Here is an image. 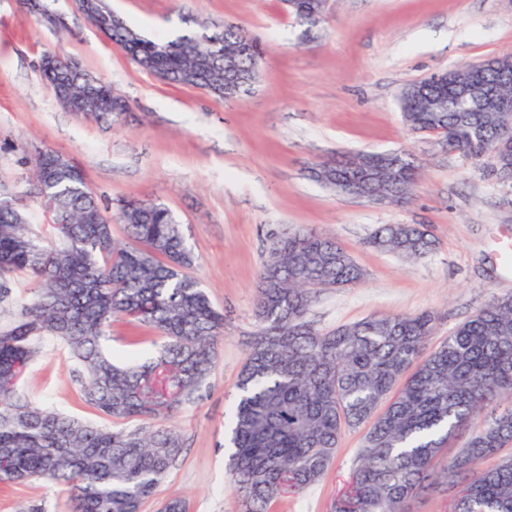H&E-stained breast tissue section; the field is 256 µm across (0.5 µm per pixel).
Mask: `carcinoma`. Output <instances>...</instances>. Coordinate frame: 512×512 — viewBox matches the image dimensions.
<instances>
[{
    "instance_id": "carcinoma-1",
    "label": "carcinoma",
    "mask_w": 512,
    "mask_h": 512,
    "mask_svg": "<svg viewBox=\"0 0 512 512\" xmlns=\"http://www.w3.org/2000/svg\"><path fill=\"white\" fill-rule=\"evenodd\" d=\"M296 22L311 30L324 0H284ZM141 71L169 85L201 89L226 101L253 90L260 44L244 52L242 27L203 23L173 39L150 38L123 23L104 32ZM233 58L234 84L224 70ZM494 75L475 64L477 83L498 80L512 95V54L498 57ZM54 90L65 87L88 120L112 123L128 108L110 86H92L76 64L40 65ZM415 133L432 135L448 152L488 157L499 172L512 162L511 112L474 106L460 111L454 89L428 81L400 99ZM419 166L409 155L358 154L336 164L322 184L346 189L362 173L366 192L409 194ZM40 205L53 224L33 229L15 201L0 196V296L18 273L34 284L22 319L0 331V484L46 479L67 487L68 512H141L182 451L180 433L167 425L195 398L216 361L224 315L199 281L184 273L195 257L173 213L164 205L113 201L130 239H112V219L87 188L81 170L49 150L34 155ZM370 244L408 258L430 253L435 241L421 224H384ZM365 271L332 238L316 230L282 236L259 274L254 316L259 331L238 377L239 395L224 447L239 512H274L288 495L316 484L336 457L346 428L369 424L359 461L333 512H407L425 483L459 485L451 512H512V410L497 400L512 394V295L497 297L459 324L431 351L433 313L374 316L322 332L307 319L313 287L339 288ZM128 318L159 338L148 360L121 365L101 341L112 321ZM62 340L81 368L85 402L128 427H99L51 411L17 394L16 384L37 342ZM488 423L464 445L469 466L448 453V440L481 415ZM496 462L490 466V458Z\"/></svg>"
}]
</instances>
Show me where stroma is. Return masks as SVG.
I'll use <instances>...</instances> for the list:
<instances>
[{
  "label": "stroma",
  "instance_id": "obj_1",
  "mask_svg": "<svg viewBox=\"0 0 512 512\" xmlns=\"http://www.w3.org/2000/svg\"><path fill=\"white\" fill-rule=\"evenodd\" d=\"M149 37L173 38L202 22H232L264 52L254 92L227 102L141 72L78 11L53 0L64 26L0 0V191L21 199L33 228L49 217L34 196L33 155L48 148L78 166L102 205L119 197L165 204L196 257L190 270L224 313L216 365L197 400L170 420L182 452L142 512L170 498L189 512H238L228 480L224 435L237 380L258 327L259 273L273 239L315 229L333 237L365 272L342 288H322L308 318L330 331L371 316L434 312L430 345L495 297L512 294V268L495 250L512 236V183L489 161L442 152L404 122L400 90L436 71L512 53V0H330L312 32L281 0H107ZM72 58L128 100L111 125L68 111L42 82L43 53ZM413 154L421 175L411 200L382 206L315 181L319 163L360 152ZM382 224H423L436 241L412 260L372 247ZM135 326L113 323L103 347L115 360L155 352L135 343ZM80 369L59 339L46 336L18 393L90 422L98 415L80 391ZM364 428L344 430L333 466L277 512H332L363 445ZM64 487L35 479L0 486V512H65Z\"/></svg>",
  "mask_w": 512,
  "mask_h": 512
}]
</instances>
